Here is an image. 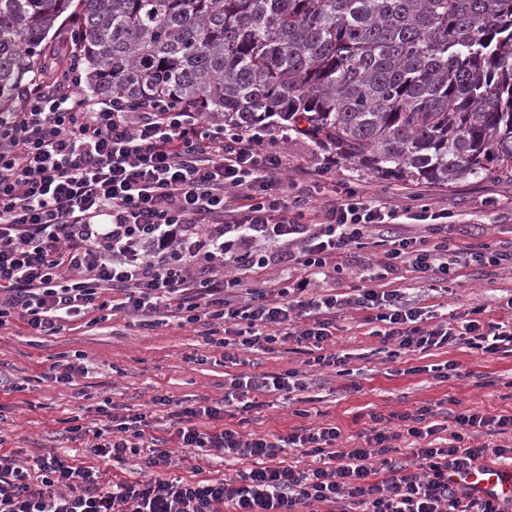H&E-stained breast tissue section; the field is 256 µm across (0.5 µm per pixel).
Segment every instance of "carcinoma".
Returning a JSON list of instances; mask_svg holds the SVG:
<instances>
[{"label": "carcinoma", "mask_w": 512, "mask_h": 512, "mask_svg": "<svg viewBox=\"0 0 512 512\" xmlns=\"http://www.w3.org/2000/svg\"><path fill=\"white\" fill-rule=\"evenodd\" d=\"M67 11L97 96L275 121L389 180L512 179V0H0V107Z\"/></svg>", "instance_id": "obj_1"}]
</instances>
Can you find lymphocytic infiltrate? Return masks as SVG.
I'll list each match as a JSON object with an SVG mask.
<instances>
[{
    "instance_id": "f902f5d3",
    "label": "lymphocytic infiltrate",
    "mask_w": 512,
    "mask_h": 512,
    "mask_svg": "<svg viewBox=\"0 0 512 512\" xmlns=\"http://www.w3.org/2000/svg\"><path fill=\"white\" fill-rule=\"evenodd\" d=\"M263 140L159 101L137 108L85 95L70 73L40 78L19 110L0 113V326L16 318L45 333L79 317L124 314L152 330L173 319L218 336L234 365L240 351L287 344L308 365L342 369L350 356L336 349V320L350 308L391 360L460 345L512 353V298L496 318L482 306L464 310L454 328L431 324V306L398 288L310 292L336 259L374 247L391 275L406 266L440 281L455 269L446 242L388 235L399 212L349 189L308 223L288 195L287 157L262 149ZM296 240L300 250H288ZM280 264L293 278L246 287V274ZM226 387L223 400L173 411L171 439L253 459L252 468L219 481L170 477L172 450L145 441L151 416L112 414L96 456L138 459L149 480L107 484L96 468L56 455L25 464L1 455L0 512H512L459 482L486 459L512 460V448L476 441L512 434V413L463 409L444 420L429 404L373 411L359 445L341 451L331 424L270 435L229 425L265 395L299 403L308 389L299 371L233 375ZM401 439L410 460L398 456ZM291 448L321 466L286 463Z\"/></svg>"
}]
</instances>
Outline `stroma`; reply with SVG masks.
<instances>
[{
  "label": "stroma",
  "mask_w": 512,
  "mask_h": 512,
  "mask_svg": "<svg viewBox=\"0 0 512 512\" xmlns=\"http://www.w3.org/2000/svg\"><path fill=\"white\" fill-rule=\"evenodd\" d=\"M265 145L288 156L291 194H311L320 205L333 185L348 186L357 194L391 207H410L415 201L430 205L433 212L448 211L450 218L443 235L433 234L424 221L407 220L393 225L401 236H427L432 242L447 238L449 250L490 244L512 245V182L469 177L453 185L426 181H392L357 170L337 161L329 177L317 181L315 168L320 158L308 140L265 138ZM512 297V263L500 266L459 268L448 291L440 297L438 319H449L455 309L478 305L499 306ZM339 349L353 353L351 375L342 376L331 368L308 366L302 356L283 349L248 354L243 366H225L223 348L198 327L177 326L169 321L145 331L132 319L115 317L90 324L78 318L53 335L27 330L18 319L0 326V453L23 461L45 450L63 460L99 468L105 479L128 482L149 479L148 470L136 462L112 464L90 451L94 433L102 429V408L115 412L131 408L151 414L154 434L166 436L167 410L154 405L156 395L176 400H220L224 397L225 373H275L300 370L309 395L315 396L316 412L296 415L294 405L270 400L252 414L249 429L260 434H284L296 426L329 423L339 428L340 447L351 448L369 412L389 413L456 400L460 408H474L494 415L512 411V354L485 355L465 347L419 358L408 355L386 360L379 351L378 337L361 325L357 314L349 313L339 323ZM458 364L460 376L445 381L413 373L419 363ZM67 363L84 366V373L71 382L59 381ZM80 416L86 433L72 440L67 420ZM174 475L187 479L219 480L248 468L245 460L224 458L192 449L174 453Z\"/></svg>",
  "instance_id": "35a3bbf8"
}]
</instances>
